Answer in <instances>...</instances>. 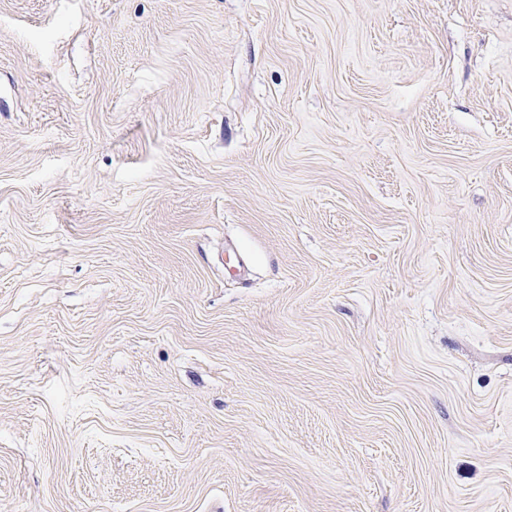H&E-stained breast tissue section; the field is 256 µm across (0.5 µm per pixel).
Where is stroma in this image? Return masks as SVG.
Returning <instances> with one entry per match:
<instances>
[{"label": "stroma", "mask_w": 512, "mask_h": 512, "mask_svg": "<svg viewBox=\"0 0 512 512\" xmlns=\"http://www.w3.org/2000/svg\"><path fill=\"white\" fill-rule=\"evenodd\" d=\"M0 512H512V0H0Z\"/></svg>", "instance_id": "stroma-1"}]
</instances>
